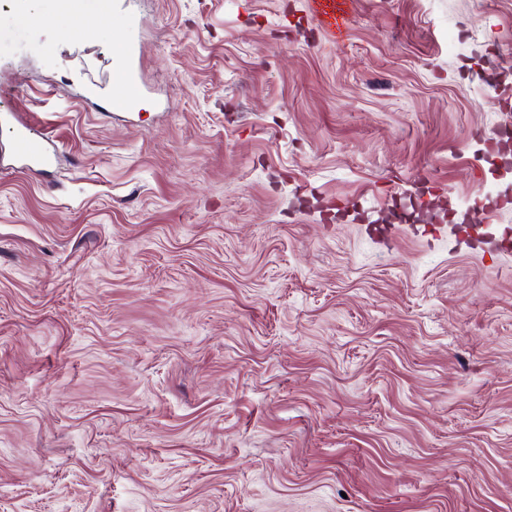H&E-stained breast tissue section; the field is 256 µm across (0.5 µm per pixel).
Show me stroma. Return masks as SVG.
Wrapping results in <instances>:
<instances>
[{"label":"stroma","mask_w":512,"mask_h":512,"mask_svg":"<svg viewBox=\"0 0 512 512\" xmlns=\"http://www.w3.org/2000/svg\"><path fill=\"white\" fill-rule=\"evenodd\" d=\"M0 0V512H512V0ZM146 88L112 109V41ZM350 0H309L310 15L319 28L326 29L336 37L341 33L349 19ZM16 121L14 125V136L17 143V155L15 160L22 167H46L52 162L44 139L31 135L26 122L13 114Z\"/></svg>","instance_id":"35a3bbf8"}]
</instances>
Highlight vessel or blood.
<instances>
[{
	"label": "vessel or blood",
	"mask_w": 512,
	"mask_h": 512,
	"mask_svg": "<svg viewBox=\"0 0 512 512\" xmlns=\"http://www.w3.org/2000/svg\"><path fill=\"white\" fill-rule=\"evenodd\" d=\"M350 0H308L310 15L317 27L332 33L342 32L349 19ZM115 60L112 77V107L128 112L135 109L142 97L139 77L140 47L133 33L113 41ZM17 143L16 160L24 167H46L52 157L44 140L31 135L26 122L17 121L14 126Z\"/></svg>",
	"instance_id": "1"
}]
</instances>
